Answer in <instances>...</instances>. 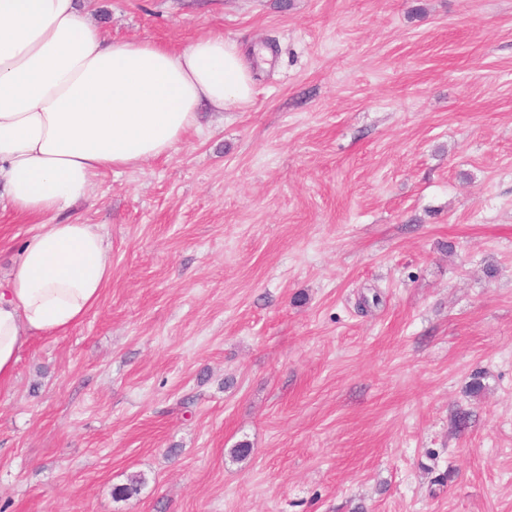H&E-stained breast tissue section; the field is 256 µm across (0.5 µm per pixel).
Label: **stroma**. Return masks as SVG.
Returning a JSON list of instances; mask_svg holds the SVG:
<instances>
[{"mask_svg": "<svg viewBox=\"0 0 512 512\" xmlns=\"http://www.w3.org/2000/svg\"><path fill=\"white\" fill-rule=\"evenodd\" d=\"M85 10L271 60L71 209L112 280L0 389V512H512V0Z\"/></svg>", "mask_w": 512, "mask_h": 512, "instance_id": "stroma-1", "label": "stroma"}]
</instances>
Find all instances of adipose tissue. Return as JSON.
I'll list each match as a JSON object with an SVG mask.
<instances>
[{"label": "adipose tissue", "instance_id": "adipose-tissue-1", "mask_svg": "<svg viewBox=\"0 0 512 512\" xmlns=\"http://www.w3.org/2000/svg\"><path fill=\"white\" fill-rule=\"evenodd\" d=\"M253 95L232 40H115L80 0H0V203L39 224L0 289L1 386L33 335L80 324L112 279L97 227L59 215L89 201L103 171L171 156L202 109Z\"/></svg>", "mask_w": 512, "mask_h": 512}]
</instances>
